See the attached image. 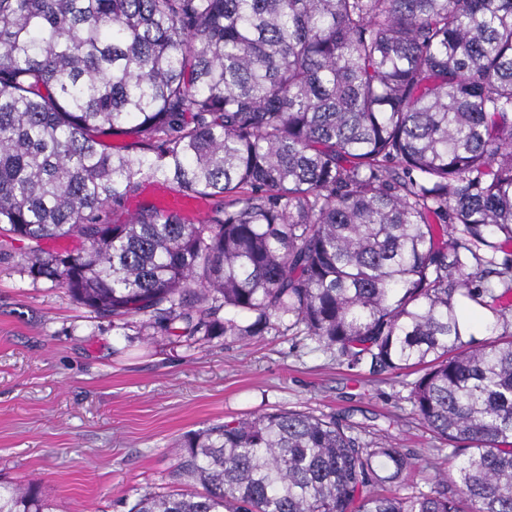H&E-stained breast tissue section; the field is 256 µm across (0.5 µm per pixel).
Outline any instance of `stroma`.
<instances>
[{"label":"stroma","instance_id":"1","mask_svg":"<svg viewBox=\"0 0 512 512\" xmlns=\"http://www.w3.org/2000/svg\"><path fill=\"white\" fill-rule=\"evenodd\" d=\"M415 372L355 375L301 336L270 332L188 346L149 336L30 278L0 246V482L36 483L52 512H129L164 491L185 434L276 410L352 422L417 466L398 495L454 471L412 413Z\"/></svg>","mask_w":512,"mask_h":512}]
</instances>
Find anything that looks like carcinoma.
I'll use <instances>...</instances> for the list:
<instances>
[{"label":"carcinoma","instance_id":"cac0c4a2","mask_svg":"<svg viewBox=\"0 0 512 512\" xmlns=\"http://www.w3.org/2000/svg\"><path fill=\"white\" fill-rule=\"evenodd\" d=\"M143 181L221 203L130 214ZM0 232L114 328L419 367L457 460L387 494L410 454L281 410L187 434L129 512H512V0H0Z\"/></svg>","mask_w":512,"mask_h":512}]
</instances>
